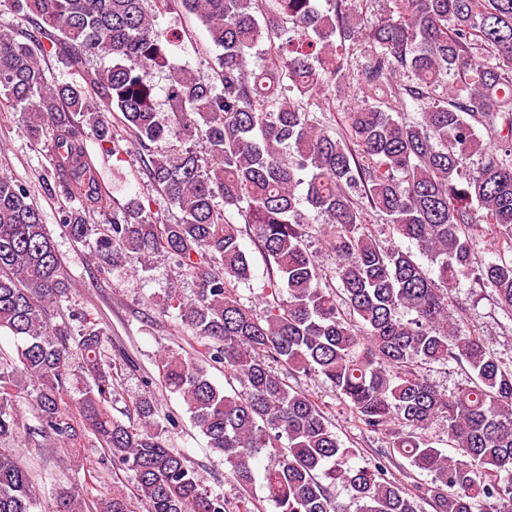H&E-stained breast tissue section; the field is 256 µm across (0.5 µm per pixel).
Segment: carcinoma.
<instances>
[{"label": "carcinoma", "mask_w": 512, "mask_h": 512, "mask_svg": "<svg viewBox=\"0 0 512 512\" xmlns=\"http://www.w3.org/2000/svg\"><path fill=\"white\" fill-rule=\"evenodd\" d=\"M33 30L0 25V106L22 112L62 195V227L101 268L159 255L198 283L168 292L162 312L207 349L169 350L157 363L194 428L247 491L262 476L277 512H512V368L478 328L460 329L452 291L463 279L512 313V0H6ZM192 14L216 53L206 80L175 68L181 34L158 27ZM80 69L50 84L40 57ZM169 71L158 85L154 72ZM351 93L343 127L311 115L317 92ZM167 112L159 111V102ZM94 137L121 160L137 152L149 185L176 210L159 224L140 201L102 187ZM478 156L470 165L471 156ZM112 212L108 224L92 215ZM375 215L436 265L379 243ZM336 257L327 269L306 240L313 217ZM262 255L263 310L241 301L253 277L243 230ZM493 235L497 258L473 244ZM71 283L30 187L0 174V512H39V494L15 449L14 398L30 383L40 432L78 451L93 435L129 473L94 512H230L186 457L167 447L148 391L138 422L112 416V336L93 311L73 308ZM455 362L469 381L447 394L425 366ZM224 368L215 385L208 367ZM322 376L354 418L389 437L372 465L333 431L323 408L284 374ZM440 422L459 458L418 430ZM266 458L263 472L255 469ZM431 476L411 489L398 459ZM60 488L53 512H85Z\"/></svg>", "instance_id": "cac0c4a2"}]
</instances>
